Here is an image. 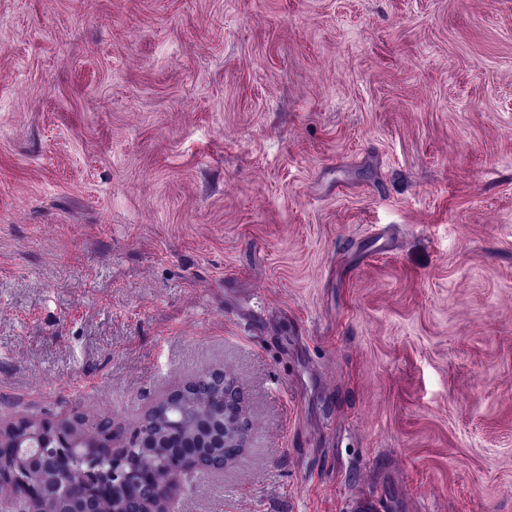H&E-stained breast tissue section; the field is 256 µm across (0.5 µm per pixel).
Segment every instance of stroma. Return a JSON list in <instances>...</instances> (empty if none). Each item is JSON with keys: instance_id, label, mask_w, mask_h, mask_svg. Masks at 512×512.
<instances>
[{"instance_id": "1", "label": "stroma", "mask_w": 512, "mask_h": 512, "mask_svg": "<svg viewBox=\"0 0 512 512\" xmlns=\"http://www.w3.org/2000/svg\"><path fill=\"white\" fill-rule=\"evenodd\" d=\"M213 366L170 512H512V0H0V425Z\"/></svg>"}]
</instances>
